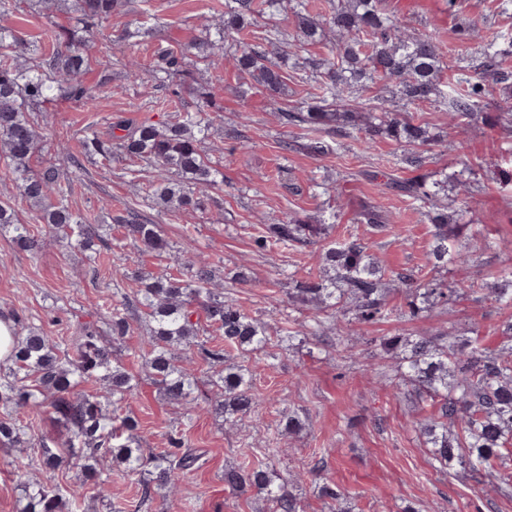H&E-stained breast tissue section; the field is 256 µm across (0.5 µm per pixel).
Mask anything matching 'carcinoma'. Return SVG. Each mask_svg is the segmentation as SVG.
I'll return each instance as SVG.
<instances>
[{
  "label": "carcinoma",
  "instance_id": "obj_1",
  "mask_svg": "<svg viewBox=\"0 0 512 512\" xmlns=\"http://www.w3.org/2000/svg\"><path fill=\"white\" fill-rule=\"evenodd\" d=\"M289 2L292 24L299 41L314 45L321 42L326 29L336 32V50L315 64L313 99L307 109H275L279 120L303 126L316 133L303 148L313 156H323L330 146L320 133L344 135L362 133L368 142L388 137L409 145L428 142L427 130L404 115L411 106L448 102L449 118L461 121L480 109L490 83L506 84L512 78L504 71L501 59L512 54V40L494 39L485 45L482 60L471 66L457 67V87L441 81L444 69L439 48L430 35L419 34L400 25L381 5V0H336L329 17H317L306 10L305 0H264L266 9L278 11ZM44 9H58L72 15L80 28L54 24L48 30L52 52L26 66L14 62L13 49L18 41L12 30L0 26V161L11 178L19 199L29 202L32 211L22 218L11 206V199H0V233L11 234L21 249L36 254L43 248L41 237L32 232L35 224H48L59 241L81 250H92L101 238L102 226L75 216L67 197L72 180L61 165L49 161L36 169L32 160L42 151L29 103L53 102L59 93L84 106L93 104L96 90L87 86L82 75L90 67L89 44L95 29L104 19L118 12L121 0H35ZM260 15L255 0H225L224 24L217 38L206 37L191 43L185 54H195L209 67L219 64L224 42L231 39L239 46L236 67L239 75L276 96L284 92L288 73L259 50L238 40ZM265 40L272 49L288 45V32L275 24L266 30ZM154 79L167 87L172 100L181 99L186 89L188 70L175 56L164 53ZM379 79L394 85L392 109L379 116H368L353 104L355 93L364 81ZM505 98L493 120L512 125V88L504 87ZM200 110L194 116L174 113L161 125L144 122L129 127L119 121L114 128L123 131L110 139L86 131L79 138V156H98L105 162L114 155L136 158L150 164L155 172L157 203L166 210H202L208 197L206 189L216 184L218 171L204 153L210 138L212 117L217 107L216 92L197 91ZM79 156L69 150L65 158L74 167ZM448 179L428 182L418 176L397 185L406 196L433 208L429 213L433 226L435 260L467 262L459 247L451 248L460 233L454 214L437 206L430 187L443 189ZM123 238L143 253L160 256L171 248L160 227L130 209L115 218ZM360 222L376 230L386 228L385 217L375 206L364 208ZM324 230L321 224H307L294 218L269 227L270 239L279 246L309 245ZM325 276L302 283L297 298L318 309L332 310L329 329L336 336L347 334L346 316L359 324L379 321L389 315L388 295L392 290L407 296V315L417 318L437 304L460 297V289L449 288L435 279L417 281L411 274H399L395 288L383 282L382 270L357 238L346 239L326 249ZM498 281L485 282V296L505 307L512 306V267H506ZM142 288L136 292L135 308L148 323L143 361L150 379L171 405L187 407L194 403L197 378L185 367L184 355L196 351L213 369L210 385L215 388L210 406L219 414L238 422L256 406L247 370L225 363L232 351L262 353L269 344L268 327L232 303L224 301V288L216 266L207 260L186 264L176 272L140 277ZM203 313L204 320L194 319ZM131 329L127 305L112 313L107 327L92 324L80 327L69 344L45 336L35 327H27L16 336L8 374L0 378V407L19 414L27 408L51 410L63 424L66 438L43 437L33 443L26 427L12 417L0 419V447L24 452L35 448L36 455L25 462L15 461L21 496L19 512H65L69 500L63 489L31 474V470L53 471L72 464L86 481L97 482L100 467L106 462L124 466L140 475L146 484L175 492L186 471L199 464L201 457L181 451V439L170 438V448L155 453L143 447L139 423L131 415L120 419L110 411L130 395L138 381L116 354L119 344ZM381 348L399 355L394 367L398 385L410 388L420 409L431 413L412 422L427 437L432 459L439 469L454 466L478 475H490L512 458V344L498 349L480 345L479 332L465 342H448V334L431 336L400 335L385 337ZM97 382L95 393L82 386ZM224 484L237 495L255 492L269 502V512H302L301 500L275 486L274 474L263 465L231 468L224 471Z\"/></svg>",
  "mask_w": 512,
  "mask_h": 512
}]
</instances>
